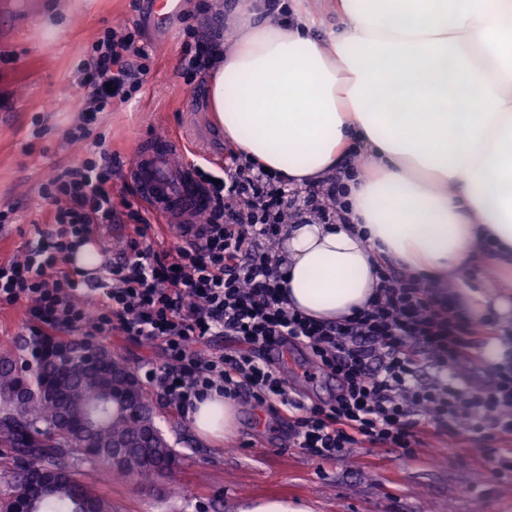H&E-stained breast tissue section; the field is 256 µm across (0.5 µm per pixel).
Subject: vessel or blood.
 <instances>
[{
	"label": "vessel or blood",
	"instance_id": "b4317fda",
	"mask_svg": "<svg viewBox=\"0 0 512 512\" xmlns=\"http://www.w3.org/2000/svg\"><path fill=\"white\" fill-rule=\"evenodd\" d=\"M145 12L158 27L172 29L186 11L187 0H143ZM188 142L177 132L151 138L138 146L129 169L139 199L155 215L161 232L192 237L198 215L210 204L199 181Z\"/></svg>",
	"mask_w": 512,
	"mask_h": 512
}]
</instances>
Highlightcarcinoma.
I'll list each match as a JSON object with an SVG mask.
<instances>
[{"mask_svg": "<svg viewBox=\"0 0 512 512\" xmlns=\"http://www.w3.org/2000/svg\"><path fill=\"white\" fill-rule=\"evenodd\" d=\"M62 341L48 338L33 342L32 359L9 352L0 354V456L12 460L14 489L0 496V512H10L14 496L21 488L26 466L62 464L66 476L52 492L33 497L30 512H112L97 485L83 478L82 467L97 463L117 477H135L151 481L158 472L179 481L177 454L153 415L151 394L140 384L132 395L123 388L125 374L131 368L109 356L107 368L95 369L79 356L70 360L72 392L58 396L45 393L53 381L54 351ZM114 389V403L119 408L106 414L105 420L91 433L78 428L85 407L99 401L103 390ZM136 439L140 447L130 448L123 459L112 462V439Z\"/></svg>", "mask_w": 512, "mask_h": 512, "instance_id": "carcinoma-1", "label": "carcinoma"}]
</instances>
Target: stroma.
Instances as JSON below:
<instances>
[{
    "label": "stroma",
    "mask_w": 512,
    "mask_h": 512,
    "mask_svg": "<svg viewBox=\"0 0 512 512\" xmlns=\"http://www.w3.org/2000/svg\"><path fill=\"white\" fill-rule=\"evenodd\" d=\"M123 22L150 53V72L135 99L99 114L92 138L112 150V202L118 213L137 205L127 170L138 139L179 130L183 115L195 113L194 140L209 154L224 149V131L209 110L207 75H183L182 28L154 30L144 17L143 0H44L35 16L19 14L17 34L0 37V210L12 222L0 229V260L21 257L44 222L41 186L58 167L80 163L86 150L68 143L83 95L76 64L86 46L107 26ZM44 131L35 134L33 119ZM99 346L124 359L132 370L161 363L155 345L119 335L97 337ZM305 348L292 345L283 368L294 396L327 400L334 380L305 381ZM234 438L212 444L199 438L188 418L158 405L157 419L178 455L180 484L167 478L144 484L136 478L113 481L88 464L112 512H239L250 498L285 496L306 502L312 512H512V472L489 486L471 443H449L429 431L415 457L389 448H354L347 458L321 463L291 447L287 415L238 406Z\"/></svg>",
    "instance_id": "obj_1"
}]
</instances>
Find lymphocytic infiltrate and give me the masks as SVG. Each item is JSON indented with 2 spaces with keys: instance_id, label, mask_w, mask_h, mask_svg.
<instances>
[{
  "instance_id": "1",
  "label": "lymphocytic infiltrate",
  "mask_w": 512,
  "mask_h": 512,
  "mask_svg": "<svg viewBox=\"0 0 512 512\" xmlns=\"http://www.w3.org/2000/svg\"><path fill=\"white\" fill-rule=\"evenodd\" d=\"M149 60L121 23L90 43L78 68L86 93L70 143L88 141L99 113L140 90ZM196 173L212 200L198 240L165 248L130 211L135 234L121 261L89 280L72 258L97 226L115 221L112 151L93 142L80 165L61 168L42 190L50 229L38 230L22 258L0 260V310L27 302L34 336L116 332L160 346L163 363L146 364L143 378L166 405L185 416L216 394L286 413L293 447L321 462L359 445L412 457L433 425L449 440L472 442L487 476L512 469V453L499 446L512 435V361L494 365L488 382L464 372L478 356L480 332L459 305L436 299L430 280L379 268L368 304L334 322L289 307L275 246L292 224L346 223L337 206L340 176L291 187L233 152L220 182L205 166ZM215 336L226 339L224 350H205ZM296 342L309 349L316 374L335 380L330 400L290 395L269 350ZM422 353L436 371L428 381L418 375Z\"/></svg>"
}]
</instances>
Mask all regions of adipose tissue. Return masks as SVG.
Instances as JSON below:
<instances>
[{
  "instance_id": "ef3b65f1",
  "label": "adipose tissue",
  "mask_w": 512,
  "mask_h": 512,
  "mask_svg": "<svg viewBox=\"0 0 512 512\" xmlns=\"http://www.w3.org/2000/svg\"><path fill=\"white\" fill-rule=\"evenodd\" d=\"M340 31L303 5L237 0V41L208 78L236 150L304 185L362 150L345 224H294L287 298L321 321L364 307L381 265L452 285L474 316L512 303L462 270L512 281V0H335ZM215 443L237 429L217 398L188 415Z\"/></svg>"
}]
</instances>
